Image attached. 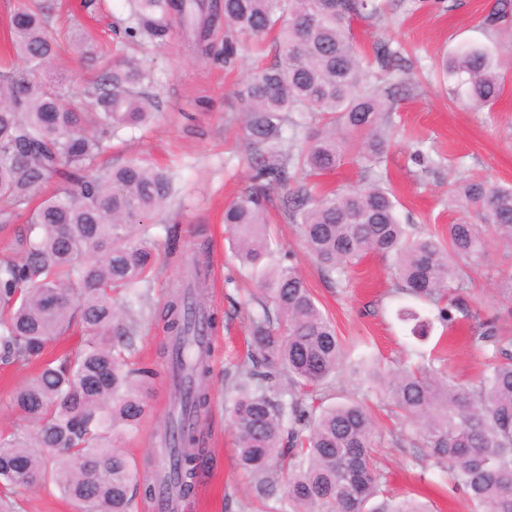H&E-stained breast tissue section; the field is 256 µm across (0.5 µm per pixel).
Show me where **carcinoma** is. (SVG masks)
<instances>
[{
	"label": "carcinoma",
	"mask_w": 512,
	"mask_h": 512,
	"mask_svg": "<svg viewBox=\"0 0 512 512\" xmlns=\"http://www.w3.org/2000/svg\"><path fill=\"white\" fill-rule=\"evenodd\" d=\"M129 2L127 40L164 46L176 18L188 48L207 59L217 55L212 32L224 28L226 69L237 64L241 37L269 38L275 47L274 61L249 73L237 91L254 187L224 209V223L241 265L263 270L270 254L267 192L292 183L287 216L327 274L341 281L364 257L390 256L400 289L433 303L448 327L459 313L477 317L448 302V292L487 258L482 227L512 240V186L462 182L458 200L475 206L481 223L448 225L446 244L415 236L400 222L383 174L372 175L370 167L358 186L311 191L349 153L383 163L379 128L393 101L377 83L395 66L396 52L377 42L370 64L352 36L354 21L379 16L377 0ZM50 19L43 0H17L8 27L17 64L0 67V242L10 253L0 260V364L26 367L70 331L80 340L41 363L11 394V408L34 430L0 432V512H15L16 487L46 484L83 512H136V493L150 502L155 486L120 444L139 432L150 409L145 388L157 370L128 361L123 338L136 335L143 317L156 320L173 336L169 364L189 371L174 398L192 422L171 415L165 430L169 456L178 462L171 478L185 497L204 454L197 423L211 401L199 337L216 316L189 291L173 294L160 309L143 292L159 264L149 222L162 220L175 196L169 170L142 159L102 160L121 130L154 118L140 91L150 75L134 60H116L85 90L82 107H63L61 44L49 33ZM443 70L475 108L501 95V77L485 49L463 48ZM309 118L321 126L311 127ZM192 265L194 287L202 288L209 260L196 257ZM259 291L230 409L236 462L251 477L255 497L274 502L272 512H427L412 498L377 502L382 476L364 404L307 402L340 371L345 348L302 275L282 267L263 275ZM124 293L137 295L139 307L122 317L114 296ZM468 340L491 354L471 385L431 362L358 363L351 370L368 388L383 389L427 458L448 466L474 512H512V338L485 321ZM283 370L287 388L279 383Z\"/></svg>",
	"instance_id": "1"
}]
</instances>
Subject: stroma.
I'll return each mask as SVG.
<instances>
[{"instance_id":"obj_1","label":"stroma","mask_w":512,"mask_h":512,"mask_svg":"<svg viewBox=\"0 0 512 512\" xmlns=\"http://www.w3.org/2000/svg\"><path fill=\"white\" fill-rule=\"evenodd\" d=\"M75 0H55V35L64 37L78 28L89 30L95 48L129 57L152 75L146 90L159 113L145 127L122 132L113 141L112 162L140 158L172 169L180 188L179 201L167 218L181 229L179 257H170L162 228L154 233L160 245L161 270L152 276L147 294L152 306H162L173 292L190 281L191 258L207 245L211 277L206 306L217 315L210 331L214 354L210 359V412L200 426L205 453L197 469L195 490L186 498L184 512H258L249 478L235 463L233 435L228 423V388L237 373L248 334L245 300L255 292L258 278L243 268L226 240L224 208L251 185L250 148L243 134L235 91L257 62H271L272 51H260L252 40L241 45L239 66L225 71L220 60H198L181 34L163 47L144 48L122 43L115 31L129 23L126 0H91L87 10L71 9ZM498 0H387L384 16L355 22L353 34L365 50L382 40L409 59L410 70L384 76L380 87L394 95L387 134L385 167L397 199L401 223L412 232L446 237L449 225L477 223L474 208L457 204L455 187L465 179L487 178L512 185V14L490 25ZM466 45L491 51L504 79L499 100L480 109L468 105L463 92L443 76V57ZM196 114L203 136L188 135L182 113ZM422 150L427 166L411 155ZM288 191H271L269 268L295 266L313 291L320 308L331 318L349 360L394 363L419 361L435 354L439 367L457 382L471 383L483 368L485 356L470 347L464 331L449 334L431 304L399 293L391 259L378 255L353 267L348 281L325 275L305 253L295 227L286 215ZM489 255L469 272L459 300L480 310L498 332L512 336V241L494 230L486 232ZM409 308L431 319L427 341L417 340L411 323L401 321L400 309ZM169 342L161 326L146 322L130 344L131 360L155 363L158 375L147 390L150 410L138 434L124 448L144 472H151L165 448L163 423L171 409L169 373L163 350ZM318 402L330 405L355 399L370 407L377 435L375 456L391 499L406 497L427 502L432 512H472L465 493L449 482L446 473L414 447L404 433L402 419L392 415L379 390L367 388L348 371L318 391ZM18 512H76L75 506L53 488L20 487L14 494Z\"/></svg>"}]
</instances>
